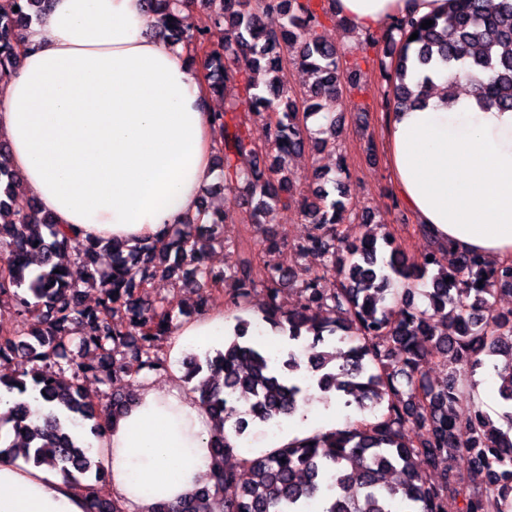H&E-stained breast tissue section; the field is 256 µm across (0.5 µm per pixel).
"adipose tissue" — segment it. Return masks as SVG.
Instances as JSON below:
<instances>
[{
	"label": "adipose tissue",
	"instance_id": "adipose-tissue-1",
	"mask_svg": "<svg viewBox=\"0 0 512 512\" xmlns=\"http://www.w3.org/2000/svg\"><path fill=\"white\" fill-rule=\"evenodd\" d=\"M448 0H334L359 34L389 32L399 16H438ZM143 0H51L22 33L21 66L0 93V131L27 191L54 223L85 241L134 246L164 238L197 211L214 175L212 107L189 49L153 39ZM436 92L392 112L387 162L403 205L429 237L495 263L512 256V112ZM233 320L212 309L176 323L164 386L136 384L137 400L101 436L76 429L105 466L122 512H155L204 486L219 464L217 430L184 379L186 352L223 350ZM336 427V402L301 408L259 451ZM86 490L64 472L0 454V512H84Z\"/></svg>",
	"mask_w": 512,
	"mask_h": 512
}]
</instances>
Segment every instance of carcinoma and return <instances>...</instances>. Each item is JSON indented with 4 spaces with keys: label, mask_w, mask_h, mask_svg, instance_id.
Masks as SVG:
<instances>
[{
    "label": "carcinoma",
    "mask_w": 512,
    "mask_h": 512,
    "mask_svg": "<svg viewBox=\"0 0 512 512\" xmlns=\"http://www.w3.org/2000/svg\"><path fill=\"white\" fill-rule=\"evenodd\" d=\"M145 4L161 17V34L173 44L194 50L212 32L224 34V45L201 57L209 91L227 99L224 111L212 114L223 189L250 204L249 223L256 227L273 206L308 217L311 231L299 251L320 259V270L296 284L294 267L280 260L285 241L269 233L262 266L244 255L228 273L209 267V249L224 243V224L234 210L206 206L160 242L131 248L84 242L73 258L84 276L74 280L58 257L76 238L58 228L35 198H19L20 174L10 164L9 147L0 143V251L6 255L0 306H8V314L0 313V365H22L1 373L0 385L21 396L36 392L59 409L44 426L33 427L29 403L17 401L0 416V430L7 426L16 436L6 451L20 440L25 461L66 472L78 484L104 476L91 445L72 433L83 427L98 437L105 428L103 407L84 381L108 388L123 377L165 368L160 344L172 315L164 301L146 299L157 279L195 290L200 312L230 279L234 288L225 310H250L252 294L263 288L262 320L304 341L318 388L348 407L383 412L374 422L350 420L336 431L226 465L213 484L159 512H309L319 500L328 503L323 512H397L403 504L412 512H512V311L499 312L492 303L512 295V261L491 267L466 253L449 260L441 247L411 257L391 236L369 232L343 239L336 225L346 212L369 223L348 182L334 179L333 190L309 197L288 170L291 156L336 142L335 112L346 82L342 56L321 33L323 19L334 17L331 8L313 0H192L203 16L194 24L181 15L184 0ZM49 6L50 0L0 3V77L20 62V31ZM432 21L427 29L423 18L393 23L399 39H390L387 110L408 112L425 102L430 75L414 88L408 78L443 68L448 103L465 81L481 110L512 112V0H448V13ZM290 64L312 78L299 95L288 90ZM260 70L270 74L261 85L250 79ZM258 119L270 130L266 146L248 133ZM269 152L275 162L267 169L238 166L244 155ZM328 274L334 287H318ZM294 286L297 301L288 309L280 291ZM89 289L98 293L93 307L84 303ZM235 320L223 352L203 360L191 354L183 365L185 379L198 380L193 391L211 415L222 423L234 419L241 437L253 422L269 426L293 415L306 404L307 389L286 377L299 369V355L290 353L286 368L276 367L248 336L251 322ZM432 356L447 370L440 382L421 371ZM63 360L69 377L60 376ZM462 361L502 380L497 420L473 403L463 405ZM135 400L130 390L114 391L108 408L117 417ZM464 466L483 474L484 486L466 484ZM87 489L85 512H120Z\"/></svg>",
    "instance_id": "obj_1"
}]
</instances>
